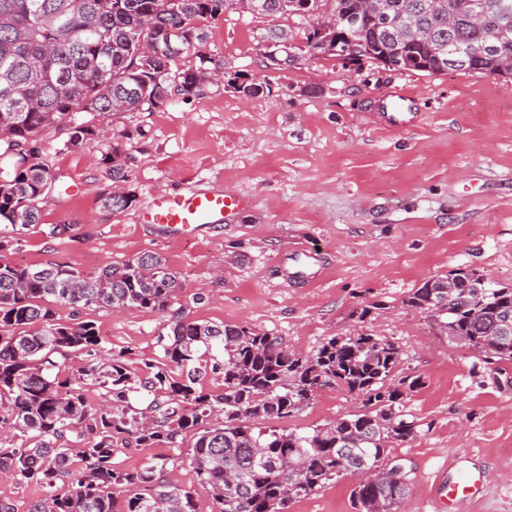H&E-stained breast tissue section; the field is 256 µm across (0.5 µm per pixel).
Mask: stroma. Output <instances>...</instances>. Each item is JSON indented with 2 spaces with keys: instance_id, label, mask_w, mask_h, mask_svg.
<instances>
[{
  "instance_id": "1",
  "label": "stroma",
  "mask_w": 512,
  "mask_h": 512,
  "mask_svg": "<svg viewBox=\"0 0 512 512\" xmlns=\"http://www.w3.org/2000/svg\"><path fill=\"white\" fill-rule=\"evenodd\" d=\"M270 25L241 11L218 16L206 51L223 61V82L154 112L97 118L133 133L126 189L134 201L125 211L103 205L112 183L96 162L98 140L68 153L59 149L61 135L50 134L43 158L56 188L42 203V225L20 235L5 257L92 276L106 263L157 253L183 281L178 305L188 319L265 331L303 356L337 334L370 333L394 344L404 371L422 379L401 402L416 431L393 443L385 460L409 475L400 512H435L431 484L453 482L461 466L486 476L483 494L463 512H512V475L503 470L512 462V386L449 340L430 314L406 304L425 280L456 268L512 285V79L310 56L275 71L260 52ZM264 80L269 88L256 97L234 88ZM396 87L420 114L399 132L373 120ZM190 184L247 196L250 205L200 239L139 223L154 194ZM53 224L76 230L53 236ZM301 248L314 252L323 271L311 288L291 276ZM54 311L61 323L94 322L102 345L130 350L135 368L155 356L168 318ZM362 408L361 397L329 386L293 416L254 425L308 433ZM359 482L355 474L337 477L293 500L288 512H356Z\"/></svg>"
}]
</instances>
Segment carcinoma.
<instances>
[{"label":"carcinoma","mask_w":512,"mask_h":512,"mask_svg":"<svg viewBox=\"0 0 512 512\" xmlns=\"http://www.w3.org/2000/svg\"><path fill=\"white\" fill-rule=\"evenodd\" d=\"M376 2L368 14L363 0H0V252L16 241L8 234L41 223L55 188L44 149L28 145L62 130V150H76L100 134L96 117L202 95L214 63L202 52L207 24L228 11L306 20L305 43L293 47L300 56L437 75L450 71L451 38L477 53L465 71L512 73V17L499 15L497 0H486L479 26L472 0ZM332 17L336 28L321 32ZM130 136L121 129L102 139L100 164L115 185L129 179ZM182 288L158 254L108 263L93 277L0 255V467L46 490L24 512H196L192 491L164 479L179 455L132 471L114 463L119 448L174 449L187 439L216 512H287L336 477L385 472L391 444L415 433L398 406L421 377L401 375L398 348L371 334L331 336L301 357L279 336L190 321L178 310L156 338V357L134 371L126 350L103 356L93 322L59 323L52 309L166 312ZM406 303L487 363L512 361V332L495 338V322L512 317L511 285L459 268L424 281ZM74 354L86 363L72 372ZM215 375L220 391L207 384ZM87 386L103 388L108 404H89ZM325 386L363 397L364 410L308 434L255 431L251 421L297 413ZM138 395L148 403L136 411ZM409 492L404 472L400 482L358 485L353 500L357 512H398Z\"/></svg>","instance_id":"cac0c4a2"}]
</instances>
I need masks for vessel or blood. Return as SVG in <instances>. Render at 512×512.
Instances as JSON below:
<instances>
[{
    "mask_svg": "<svg viewBox=\"0 0 512 512\" xmlns=\"http://www.w3.org/2000/svg\"><path fill=\"white\" fill-rule=\"evenodd\" d=\"M417 118L410 112L408 96L398 91L392 94L389 109L380 113L383 127L392 131L409 128ZM249 204L248 198L227 191L185 188L180 193H159L153 196L148 208L140 216L141 223L154 224L173 235L195 239L210 226L238 216ZM485 477L467 468H459L456 481L449 485L434 484L433 502L447 501L455 504L479 496Z\"/></svg>",
    "mask_w": 512,
    "mask_h": 512,
    "instance_id": "b4317fda",
    "label": "vessel or blood"
}]
</instances>
